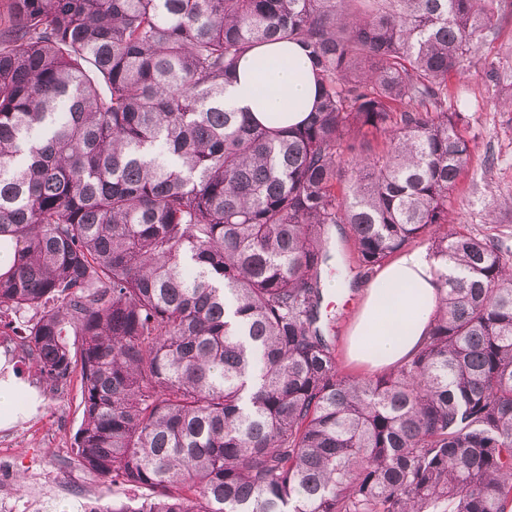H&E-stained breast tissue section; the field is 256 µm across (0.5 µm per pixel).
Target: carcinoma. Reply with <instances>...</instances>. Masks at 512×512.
<instances>
[{"label": "carcinoma", "mask_w": 512, "mask_h": 512, "mask_svg": "<svg viewBox=\"0 0 512 512\" xmlns=\"http://www.w3.org/2000/svg\"><path fill=\"white\" fill-rule=\"evenodd\" d=\"M502 2L10 0L0 319L40 376L79 374L74 461L152 491L97 512L512 506V249L448 219L472 154L448 77ZM276 40L320 89L294 128L224 110ZM330 224L361 275L423 237L439 261L422 346L378 376L339 373Z\"/></svg>", "instance_id": "1"}]
</instances>
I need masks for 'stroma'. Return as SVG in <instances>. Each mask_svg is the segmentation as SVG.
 Masks as SVG:
<instances>
[{"mask_svg": "<svg viewBox=\"0 0 512 512\" xmlns=\"http://www.w3.org/2000/svg\"><path fill=\"white\" fill-rule=\"evenodd\" d=\"M488 61L512 72V0H506L504 18L484 40L478 59L467 63L464 74L448 83V107L468 112L467 134L473 143L468 167L448 199L449 217L473 235H494L512 247V112L502 108L511 89L486 80L484 64ZM326 276L349 285L348 292L329 306L337 318L340 370L345 375H362V368L346 356V336L367 280L350 272L344 261L332 266ZM37 394L40 402L35 412L9 428H0V452L9 458L11 472L18 479V494L34 497L36 512H82L81 505L88 498L96 506H111L119 487L81 470L73 460L74 435L82 421L77 383L58 391L45 382ZM35 462L49 472H67L70 483L32 485L30 466Z\"/></svg>", "mask_w": 512, "mask_h": 512, "instance_id": "35a3bbf8", "label": "stroma"}]
</instances>
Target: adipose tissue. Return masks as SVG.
<instances>
[{
	"mask_svg": "<svg viewBox=\"0 0 512 512\" xmlns=\"http://www.w3.org/2000/svg\"><path fill=\"white\" fill-rule=\"evenodd\" d=\"M317 95L316 76L301 44L265 43L239 59L235 80L224 88V107L250 113L267 127L289 128L305 120ZM438 302L435 260L423 247L402 252L365 288L349 327V361L380 370L409 359Z\"/></svg>",
	"mask_w": 512,
	"mask_h": 512,
	"instance_id": "ef3b65f1",
	"label": "adipose tissue"
}]
</instances>
